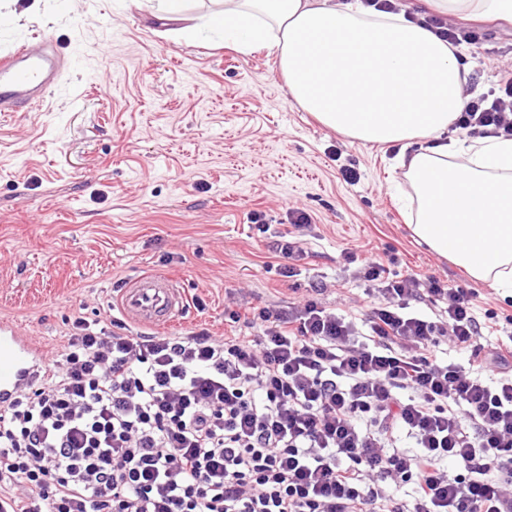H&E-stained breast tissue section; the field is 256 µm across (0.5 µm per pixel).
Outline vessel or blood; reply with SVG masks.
<instances>
[{"instance_id":"1","label":"vessel or blood","mask_w":512,"mask_h":512,"mask_svg":"<svg viewBox=\"0 0 512 512\" xmlns=\"http://www.w3.org/2000/svg\"><path fill=\"white\" fill-rule=\"evenodd\" d=\"M57 54L26 48L0 56V112L28 109L45 99L62 74ZM119 309L135 327H169L185 307L176 280L164 273L140 276L121 288ZM48 358L43 345L16 320L0 317V406L19 387L37 381Z\"/></svg>"}]
</instances>
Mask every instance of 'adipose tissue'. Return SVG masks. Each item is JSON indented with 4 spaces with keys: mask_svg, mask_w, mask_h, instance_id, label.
<instances>
[{
    "mask_svg": "<svg viewBox=\"0 0 512 512\" xmlns=\"http://www.w3.org/2000/svg\"><path fill=\"white\" fill-rule=\"evenodd\" d=\"M203 25L274 54L289 96L351 139L395 145L419 243L512 298V139L443 140L471 71L456 48L360 0H220ZM441 15L512 22V0H430Z\"/></svg>",
    "mask_w": 512,
    "mask_h": 512,
    "instance_id": "ef3b65f1",
    "label": "adipose tissue"
}]
</instances>
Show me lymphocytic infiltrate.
Returning a JSON list of instances; mask_svg holds the SVG:
<instances>
[{"instance_id": "lymphocytic-infiltrate-1", "label": "lymphocytic infiltrate", "mask_w": 512, "mask_h": 512, "mask_svg": "<svg viewBox=\"0 0 512 512\" xmlns=\"http://www.w3.org/2000/svg\"><path fill=\"white\" fill-rule=\"evenodd\" d=\"M453 127L512 138V70ZM358 276L361 319L314 287L224 336L76 320L0 408V512H512V344H483L472 289Z\"/></svg>"}]
</instances>
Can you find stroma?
<instances>
[{
  "instance_id": "1",
  "label": "stroma",
  "mask_w": 512,
  "mask_h": 512,
  "mask_svg": "<svg viewBox=\"0 0 512 512\" xmlns=\"http://www.w3.org/2000/svg\"><path fill=\"white\" fill-rule=\"evenodd\" d=\"M157 2L42 0L16 17L0 0V55L48 40L64 63L40 107L0 113V315L55 353L75 318L107 320L128 281L162 272L187 299L177 332L223 334L231 311L281 309L315 285L326 306L361 317L372 298L352 250L475 289L479 313L496 314L491 341L512 336V298L415 241L394 194L396 148L325 128L288 96L267 51L180 37ZM475 29L466 52L482 93L512 64V26ZM297 207L312 224L293 281L251 217L289 232Z\"/></svg>"
}]
</instances>
